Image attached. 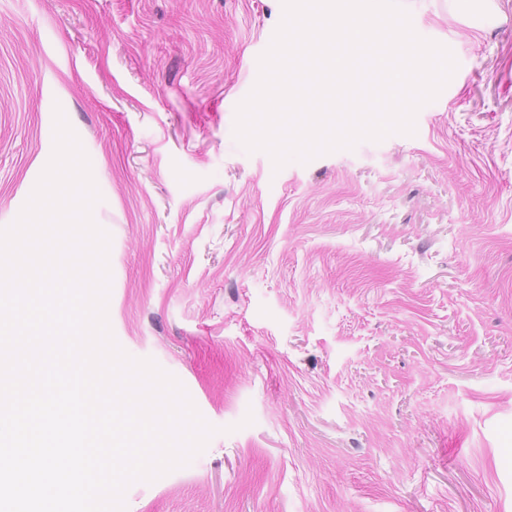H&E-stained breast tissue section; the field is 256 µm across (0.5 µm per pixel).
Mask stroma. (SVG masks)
Instances as JSON below:
<instances>
[{"label": "stroma", "mask_w": 512, "mask_h": 512, "mask_svg": "<svg viewBox=\"0 0 512 512\" xmlns=\"http://www.w3.org/2000/svg\"><path fill=\"white\" fill-rule=\"evenodd\" d=\"M458 68L414 135H234L282 0H0V227L62 108L108 319L217 434L126 512H512V0H399Z\"/></svg>", "instance_id": "35a3bbf8"}]
</instances>
